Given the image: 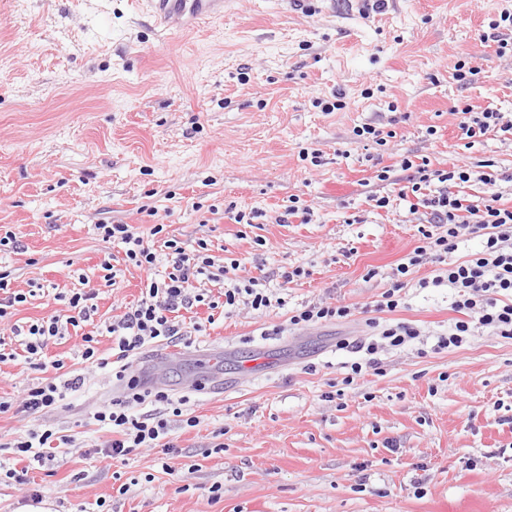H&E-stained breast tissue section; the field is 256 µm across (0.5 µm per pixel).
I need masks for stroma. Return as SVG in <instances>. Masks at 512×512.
Returning <instances> with one entry per match:
<instances>
[{"mask_svg":"<svg viewBox=\"0 0 512 512\" xmlns=\"http://www.w3.org/2000/svg\"><path fill=\"white\" fill-rule=\"evenodd\" d=\"M510 6L389 0L365 18L357 0H229L223 19L176 37L136 0H0V225L24 245L0 252V268L28 295L14 320L49 316L48 288L98 283L104 252L123 257L102 224L205 239L273 292L283 268L310 271L286 308L225 315L152 366L135 357L199 421L173 429L176 475L154 449L119 463L77 448L54 476L31 470L40 502L0 479V512H512V340L480 332L433 352L456 314L447 286L431 284V258L408 276L404 308L373 309L418 239L393 184L403 157L512 172V131L465 148L457 112L512 117V72L487 38ZM460 60L479 69L466 84L452 77ZM339 88L346 109L315 107ZM391 103L410 121L390 125ZM366 124L396 136L365 146L355 131ZM305 148L320 165L301 160ZM381 167L390 181L377 180ZM375 193L394 196L392 211L369 205ZM293 195L312 205L311 223H279ZM231 207L259 212L257 226L233 224ZM351 214L361 223H345ZM145 280L124 266L99 291V319L122 314ZM327 295L351 306L347 320L289 326L290 310ZM399 321L420 337L381 349V374L325 400L356 358L338 342L374 341L375 325ZM121 392L110 369L89 373L51 424L107 440L90 414Z\"/></svg>","mask_w":512,"mask_h":512,"instance_id":"35a3bbf8","label":"stroma"}]
</instances>
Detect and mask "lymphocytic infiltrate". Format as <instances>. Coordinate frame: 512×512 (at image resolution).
I'll list each match as a JSON object with an SVG mask.
<instances>
[{
	"instance_id": "1",
	"label": "lymphocytic infiltrate",
	"mask_w": 512,
	"mask_h": 512,
	"mask_svg": "<svg viewBox=\"0 0 512 512\" xmlns=\"http://www.w3.org/2000/svg\"><path fill=\"white\" fill-rule=\"evenodd\" d=\"M458 128L462 139L475 140L497 130H511L503 115L494 108L473 111L462 107ZM400 166L408 170L410 191H399V198L414 196L408 208L410 223L416 224L419 243L408 253L391 274V284L375 304L376 311L393 312L405 298V276L420 264L424 256H433L444 263L443 274L435 276L433 286L445 285L453 292L451 307L458 317L445 335L437 341L438 349L462 346L466 336L477 330L488 329L505 339H512V207L500 204L501 195L485 191L465 197L459 194L461 185L470 183L471 170L459 165L449 170H432L427 164L414 163L403 158ZM104 241L124 246L126 263L147 272L148 279L137 303L109 322H97L96 287L88 285L63 297L62 309L47 319L30 325H19L11 320L15 305L25 302L26 294L12 290L6 273L0 272V323L8 333L0 336V362L24 356L31 368L46 367L60 370L64 360L45 365L42 356L48 343L64 335L69 328L81 329L79 351L85 364L84 373L67 379L49 381L28 388L14 400H0V415H35L44 421L41 430H29L25 440L16 442L19 466L6 468L5 476L17 485L30 482L31 467L45 469L54 475L55 461L75 448L73 436L48 427L46 420L68 394L79 391L85 383L86 371L114 367L115 378L126 389L123 397L101 405L94 414L95 421L108 427L113 437L104 444L93 445L92 454L124 461L139 448L160 450L166 459L180 456L181 449L171 435V417H184L186 426L196 424L195 417L183 414L186 398L175 399L166 391L143 388L132 370L131 359L148 343L156 341L178 346L185 337L203 332L201 322L179 320L180 311L204 306L211 310L235 312L239 306L265 310L271 306H285V298H272L261 288L257 277L251 276L245 263L230 260L221 266L210 252L206 240H197L193 250H186L176 239L164 240L167 249V267L161 277L152 272L158 261L154 236L163 232V225H153L142 231L132 224H104L100 227ZM480 234L481 247L468 254L465 260H456L459 245L468 235ZM223 277L226 287L221 296L208 292L206 285ZM112 338L113 359L100 357L96 342L98 336ZM151 402L171 408V415L140 417L135 406Z\"/></svg>"
}]
</instances>
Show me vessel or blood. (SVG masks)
Here are the masks:
<instances>
[{
	"label": "vessel or blood",
	"instance_id": "obj_1",
	"mask_svg": "<svg viewBox=\"0 0 512 512\" xmlns=\"http://www.w3.org/2000/svg\"><path fill=\"white\" fill-rule=\"evenodd\" d=\"M145 12L157 26L178 36L195 31L200 24L223 16L224 0H143Z\"/></svg>",
	"mask_w": 512,
	"mask_h": 512
}]
</instances>
